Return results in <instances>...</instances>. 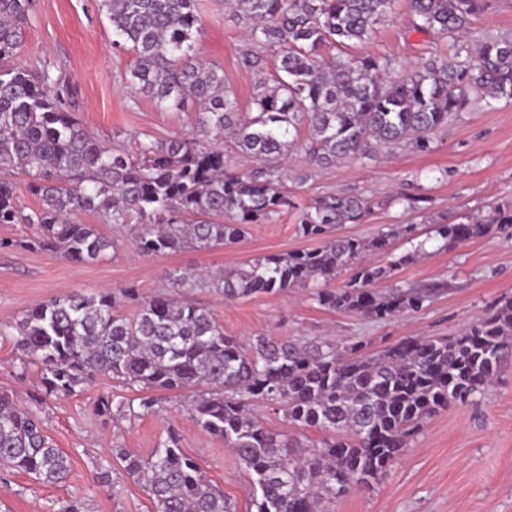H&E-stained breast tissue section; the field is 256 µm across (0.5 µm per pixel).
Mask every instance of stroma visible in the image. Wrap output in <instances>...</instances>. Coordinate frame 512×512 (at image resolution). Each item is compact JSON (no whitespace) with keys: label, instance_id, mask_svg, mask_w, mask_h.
Segmentation results:
<instances>
[{"label":"stroma","instance_id":"stroma-1","mask_svg":"<svg viewBox=\"0 0 512 512\" xmlns=\"http://www.w3.org/2000/svg\"><path fill=\"white\" fill-rule=\"evenodd\" d=\"M201 2L204 34L196 51L202 60L223 66L225 86L242 109H249L255 77L239 62L244 27L229 20L224 0ZM449 49L447 39L411 30L400 10L379 26L370 43L351 52L393 55L417 67ZM18 61L30 67L49 61L65 69L73 83V110L101 141L134 152L144 135L164 140L200 134L195 108L165 111L151 97L130 90L132 55L113 47L97 0H36ZM288 170L284 188L299 206L325 194L360 195L371 202L365 220L342 225L339 234L371 238L413 224L425 237L433 225L512 200V101L492 111L461 113L436 134L427 153L404 147L372 159L316 166L295 152ZM299 172L306 173L305 181L296 180ZM299 216L298 209L288 210L248 225L241 241L221 249L186 248L154 258L136 251L133 230L113 224L99 226L116 240V248L93 264H72L36 249H0V324L71 290L116 292L132 284L150 298L164 293L170 274L188 268L225 270L271 253L318 247V240L297 233ZM412 249L411 242L397 237L390 251L369 257L391 269L376 283L377 292L407 285L435 290L421 310L388 320L327 311L307 291L228 302L213 291L194 289L187 298L212 309L231 336L327 337L342 345L360 341L372 352L405 336L456 335L497 301L512 298V229L448 249L428 241L423 254L395 266V259ZM114 390L113 381L103 379L70 396L43 397L36 367H22L13 338L0 339V392L44 418L48 435L70 459L69 474L59 484L0 470V512H58L74 498L83 512H154L143 485L127 476L112 451L124 448L149 457L171 429L237 512H255L250 475L223 440L203 434L189 418L184 394H168L160 413L115 423L96 412L98 399ZM103 459L112 463L110 486L95 477V465ZM329 512H512V360L482 398L430 419L372 490L336 500Z\"/></svg>","mask_w":512,"mask_h":512}]
</instances>
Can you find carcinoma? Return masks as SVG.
Masks as SVG:
<instances>
[{"label": "carcinoma", "instance_id": "obj_1", "mask_svg": "<svg viewBox=\"0 0 512 512\" xmlns=\"http://www.w3.org/2000/svg\"><path fill=\"white\" fill-rule=\"evenodd\" d=\"M395 0H232L233 18L247 24L240 63L256 76L250 111L224 85L220 65L200 60L204 33L198 0H99L112 44L132 53L128 84L164 110L193 104L204 139L139 142L132 154L97 141L71 111L69 85L51 65L17 62L33 0H0V224H23L25 240L0 239L74 264L98 262L112 238L80 217L132 227L137 250L157 257L184 248L217 249L283 209L299 205L284 190L286 174L270 158L301 150L319 166L364 160L381 150H432L433 135L471 107L491 110L512 99V38L471 28L481 0H406L412 28L452 40L425 65L406 68L391 55L324 53L366 44L394 10ZM280 48L274 84L258 49ZM307 129L299 138L301 128ZM256 161L244 173L229 168L224 137ZM28 177L20 185L14 175ZM37 200L20 205V190ZM370 212L356 195L326 194L301 211L298 232L324 240L316 249L270 254L243 267L170 276L184 292L211 288L225 300L313 288L332 312L389 319L418 311L430 289L373 286L420 253L425 241L391 264L364 257L383 252L394 232L369 239L329 233L359 224ZM512 227V201L487 215L434 225L431 239L446 248ZM350 279L336 287L338 271ZM135 312L127 315L118 303ZM23 365L38 367L46 396H68L107 377L140 392L99 399L114 419L162 409L160 392L196 390L186 407L195 425L232 448L259 495L256 512H320L355 490L368 489L405 453L410 439L442 410L483 394L512 358V300H504L458 335L410 336L372 354L359 345L277 340L246 341L224 334L207 306L172 293L150 299L128 286L115 294L71 291L28 307L14 325ZM275 406L299 442L268 430L250 407ZM126 474L142 482L155 512H236L170 430L148 460L119 448ZM0 467L42 484L62 482L69 457L33 412L0 393Z\"/></svg>", "mask_w": 512, "mask_h": 512}]
</instances>
